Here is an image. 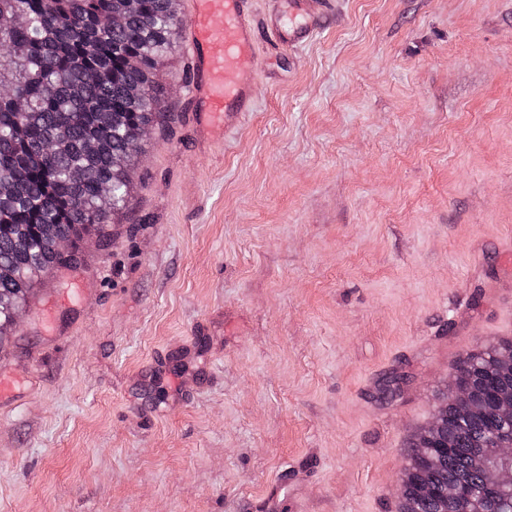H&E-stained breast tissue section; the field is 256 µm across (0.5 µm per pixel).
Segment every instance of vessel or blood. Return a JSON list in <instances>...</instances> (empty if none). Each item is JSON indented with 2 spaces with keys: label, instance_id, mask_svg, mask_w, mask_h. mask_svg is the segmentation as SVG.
Returning <instances> with one entry per match:
<instances>
[{
  "label": "vessel or blood",
  "instance_id": "1",
  "mask_svg": "<svg viewBox=\"0 0 512 512\" xmlns=\"http://www.w3.org/2000/svg\"><path fill=\"white\" fill-rule=\"evenodd\" d=\"M288 20L273 31L284 44L308 39L332 0H285ZM251 0H193L186 24L192 54L190 90L209 131L223 130L239 113L250 111L252 59L257 34Z\"/></svg>",
  "mask_w": 512,
  "mask_h": 512
}]
</instances>
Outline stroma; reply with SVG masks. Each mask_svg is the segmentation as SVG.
I'll return each mask as SVG.
<instances>
[{"instance_id":"stroma-1","label":"stroma","mask_w":512,"mask_h":512,"mask_svg":"<svg viewBox=\"0 0 512 512\" xmlns=\"http://www.w3.org/2000/svg\"><path fill=\"white\" fill-rule=\"evenodd\" d=\"M250 11L252 111L203 131L176 47L124 210L0 337V512H398L512 338V0ZM333 0H284L288 6L289 23H281L276 17L273 32L284 44H294L308 39L317 27L322 15ZM279 22V23H278Z\"/></svg>"}]
</instances>
